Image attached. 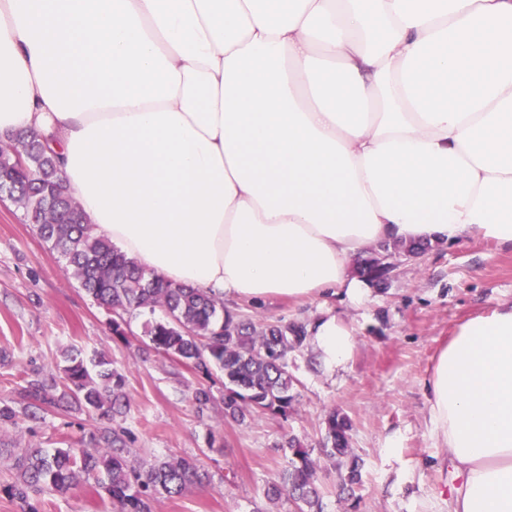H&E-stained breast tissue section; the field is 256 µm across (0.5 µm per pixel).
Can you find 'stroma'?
<instances>
[{
	"instance_id": "1",
	"label": "stroma",
	"mask_w": 512,
	"mask_h": 512,
	"mask_svg": "<svg viewBox=\"0 0 512 512\" xmlns=\"http://www.w3.org/2000/svg\"><path fill=\"white\" fill-rule=\"evenodd\" d=\"M396 263L387 289L359 306L332 295L304 304L239 301L237 313L257 321L310 320L333 310L355 334L352 358L346 369L328 373L310 367V351L291 354L288 370L300 381V398L288 417L257 413L236 423L218 406L201 418L190 391L204 383L223 395V374L206 377L144 350L142 316L128 319L125 340L115 339L111 313L66 272L20 209L0 203V350L8 355L0 364V397H13L35 369L63 379L67 349L111 358L127 377L132 458L196 457L211 475L205 486L158 499L155 512H289L287 500L268 502L263 488L288 466L286 438L317 447L333 411L352 421L362 483L344 499L333 464L321 461L324 512H448L442 493L459 481L428 438L425 383L461 323L512 300V243L474 234ZM93 429L86 414L59 411L34 429L7 428L0 437L52 451L84 447ZM41 512H112V504L80 487L45 494Z\"/></svg>"
}]
</instances>
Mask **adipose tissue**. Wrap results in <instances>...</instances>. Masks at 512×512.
Segmentation results:
<instances>
[{
    "instance_id": "adipose-tissue-1",
    "label": "adipose tissue",
    "mask_w": 512,
    "mask_h": 512,
    "mask_svg": "<svg viewBox=\"0 0 512 512\" xmlns=\"http://www.w3.org/2000/svg\"><path fill=\"white\" fill-rule=\"evenodd\" d=\"M47 138L85 220L225 301L368 300L383 243H512V0H0V141ZM308 344L346 369L330 310ZM448 512H512V301L426 383Z\"/></svg>"
}]
</instances>
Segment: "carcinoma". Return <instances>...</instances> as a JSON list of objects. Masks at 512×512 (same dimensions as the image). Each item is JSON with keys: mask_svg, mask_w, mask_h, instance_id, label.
Wrapping results in <instances>:
<instances>
[{"mask_svg": "<svg viewBox=\"0 0 512 512\" xmlns=\"http://www.w3.org/2000/svg\"><path fill=\"white\" fill-rule=\"evenodd\" d=\"M27 165L17 169L14 154ZM0 185L14 191L25 220L34 224L48 247L63 260L85 292L113 313L112 335L125 338L127 318L161 313L146 324V346L172 361L208 376L224 374V418L237 422L251 413L288 416L298 402L296 378L288 371L291 353L307 347L309 322L255 323L230 314L224 300L196 288L166 283L135 260L119 252L85 223L77 203L63 183L55 153L39 138L20 134L0 144ZM431 244L383 243L370 250L358 273L377 288L390 278L388 259L396 254L417 258ZM63 390L40 371L24 379L16 397L0 399V429L18 425L19 415L41 420L56 410H84L101 421L85 448H23L16 454L0 440V456L14 457V478L0 490L18 502L23 512H38L31 500L47 490L64 495L80 485L106 496L115 512H153L158 496L178 497L193 486L210 482V475L193 457L136 463L130 458L129 432L118 422L127 414L126 375L99 354L87 361L73 349L63 353ZM199 415L215 408L212 387L201 384L191 392ZM22 405L16 409V405ZM351 419L332 412L326 419L319 451L335 462L340 489L350 491L361 481L360 458L349 446ZM288 468L267 483L269 501L287 497L294 512H324L313 449L292 436Z\"/></svg>", "mask_w": 512, "mask_h": 512, "instance_id": "obj_1", "label": "carcinoma"}]
</instances>
